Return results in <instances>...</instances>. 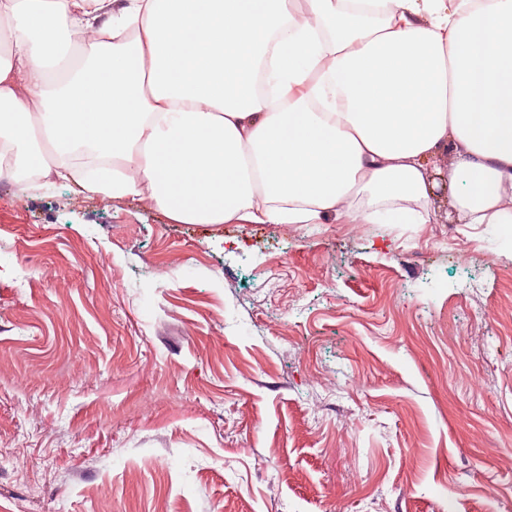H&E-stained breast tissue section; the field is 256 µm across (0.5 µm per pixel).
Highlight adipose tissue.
<instances>
[{
	"label": "adipose tissue",
	"mask_w": 512,
	"mask_h": 512,
	"mask_svg": "<svg viewBox=\"0 0 512 512\" xmlns=\"http://www.w3.org/2000/svg\"><path fill=\"white\" fill-rule=\"evenodd\" d=\"M0 150L182 224L512 223V0H0Z\"/></svg>",
	"instance_id": "adipose-tissue-1"
}]
</instances>
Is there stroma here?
Returning a JSON list of instances; mask_svg holds the SVG:
<instances>
[{
	"label": "stroma",
	"mask_w": 512,
	"mask_h": 512,
	"mask_svg": "<svg viewBox=\"0 0 512 512\" xmlns=\"http://www.w3.org/2000/svg\"><path fill=\"white\" fill-rule=\"evenodd\" d=\"M0 512H512V226L0 179Z\"/></svg>",
	"instance_id": "1"
}]
</instances>
